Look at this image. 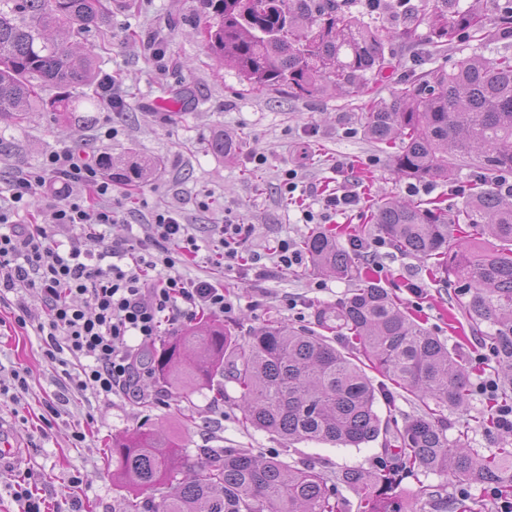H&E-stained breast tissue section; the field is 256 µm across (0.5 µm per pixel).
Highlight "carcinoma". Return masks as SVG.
<instances>
[{
    "instance_id": "carcinoma-1",
    "label": "carcinoma",
    "mask_w": 512,
    "mask_h": 512,
    "mask_svg": "<svg viewBox=\"0 0 512 512\" xmlns=\"http://www.w3.org/2000/svg\"><path fill=\"white\" fill-rule=\"evenodd\" d=\"M348 2L199 0L198 24L209 54L231 63L251 89L285 87L294 97L319 94L328 84L360 91L367 74L390 64L387 43L408 41L422 26L438 45L464 33L487 38L493 32L488 0H373L386 20L380 26L348 10ZM111 11L112 0H0V119L20 123L41 107L65 122L80 120L78 112L94 104L86 89L97 77L96 53L80 42ZM49 88L58 93L46 98ZM358 122L373 143L392 149L399 177L452 182L465 167L494 177L512 174V56L465 57L449 70L400 81L389 101L364 104ZM210 146L217 155L234 156L246 142L217 131ZM98 164L128 187L153 179L163 167L160 159L119 167L107 152ZM373 220L400 251L430 262L433 275L459 282V312L472 332L487 337L498 379L512 388V194L482 179L451 214L434 201L384 199L375 204ZM486 235L493 248L477 247L474 241ZM302 247L313 270L361 278L356 258L336 234L315 231ZM316 326L296 330L270 321L240 344L231 328L205 320L157 350L147 348L144 358L155 383L171 394L210 388L218 376L234 383L242 424L290 443L358 448L375 441L383 429L376 405L389 400L392 384L425 407L399 431L405 462L449 474L462 486H494L512 495V442L479 455L468 445L469 421L450 441L448 422L429 406H466L470 378L461 355L387 289L361 282L339 306L320 310ZM369 370L382 381L374 382ZM216 391L224 396L222 386ZM111 456L118 493L113 512L351 507L322 471L242 448H199L190 462L167 433L136 430L112 439ZM397 480L394 467L336 475V483L358 494V512H396Z\"/></svg>"
}]
</instances>
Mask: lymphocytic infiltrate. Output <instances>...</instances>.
Returning a JSON list of instances; mask_svg holds the SVG:
<instances>
[{"label":"lymphocytic infiltrate","mask_w":512,"mask_h":512,"mask_svg":"<svg viewBox=\"0 0 512 512\" xmlns=\"http://www.w3.org/2000/svg\"><path fill=\"white\" fill-rule=\"evenodd\" d=\"M75 183L89 188L94 202L71 197ZM39 199L52 209L55 223L94 231L102 250L84 249L78 237L60 249L45 226L28 220ZM120 208L111 178L91 156L72 148L50 152L39 168L12 181L8 195H0V302L19 288L39 293L42 313L22 312L18 324L35 325L45 357L68 388L98 396L130 389L137 351L128 337L150 343L170 316L189 321L204 311L221 315L233 308L222 288L176 273V266L200 251L178 211H155L151 239L133 251L105 241L107 228L121 221ZM248 233V225L224 224L209 262L242 264Z\"/></svg>","instance_id":"f902f5d3"}]
</instances>
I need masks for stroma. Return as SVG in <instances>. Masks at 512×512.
Here are the masks:
<instances>
[{
	"mask_svg": "<svg viewBox=\"0 0 512 512\" xmlns=\"http://www.w3.org/2000/svg\"><path fill=\"white\" fill-rule=\"evenodd\" d=\"M197 6L198 0H120L103 24L110 45L100 53L98 74L115 76L123 110L100 108L68 125L46 110L31 113L21 125L0 121V190L19 172L34 170L46 154L63 147L93 156L108 152L117 163L132 153L164 158L160 179L135 189L115 187L123 208L121 223L110 230L111 239L125 238L131 231L147 237L150 216L161 207L179 210L183 222L192 225L202 240L218 239L221 225L229 221L250 225L246 248L261 256L267 276L258 277L247 267L221 270L202 255L181 267V274L223 287L233 309L222 321L240 338L271 320L311 328L316 309L339 305L354 284L311 272L304 261L278 268L271 254L280 240L297 243L309 231L323 229L338 232L345 249L358 240L368 245L381 236L370 221L380 195L402 201L436 200L452 212L478 175L466 168L452 183L398 177L389 154L361 131L357 114L363 102L389 100L398 81L451 68L464 56H512V37L464 36L438 46L422 28L416 42L395 40L387 46L390 67L383 75L370 77L363 93L329 89L313 97H293L284 89L249 90L235 69L218 65L196 25ZM153 38L164 45L163 60L146 51ZM186 87L192 90L193 101L181 115L153 108V101L173 98ZM110 127L116 135L109 139L104 132ZM219 130L246 141V150L233 157L214 154L210 141ZM291 169L298 173L302 192L293 199L283 185V175ZM333 192L354 195L356 201L324 212L323 199ZM306 210L314 213L313 221L304 220ZM367 259L373 281L396 293L407 310L448 346H461L472 383L495 377L489 349L457 311L455 281L435 278L427 262L390 245ZM8 298V304H0V387L12 385L18 372L26 377L28 388L18 399H0V424L26 454L19 465L0 467V512H18L14 490L19 485L38 491L46 512H70L74 507L80 512H112V469L104 454L113 437L139 428L164 429L188 457L199 448H246L294 465H313L332 478L346 469L373 471L381 462L394 461L397 429L423 409L402 391L392 403H378L386 429L360 448L314 442L290 445L268 432L244 428L238 392L230 382L224 385L225 400L215 403L205 388L183 398L160 393L152 375L143 373L136 394L118 392L103 398L73 390L68 405L54 412L50 405L61 390V380L43 354L37 331L15 321L20 307L41 312L42 298L22 288ZM487 404V395L474 390L465 411H443L451 438L465 420H472L469 446L481 455L503 443L500 430L474 424ZM76 430L85 432V441H73ZM437 485L449 502L448 512H458L456 503L462 495L457 483L421 472L404 477L396 488L399 512H431L425 489Z\"/></svg>",
	"mask_w": 512,
	"mask_h": 512,
	"instance_id": "stroma-1",
	"label": "stroma"
}]
</instances>
